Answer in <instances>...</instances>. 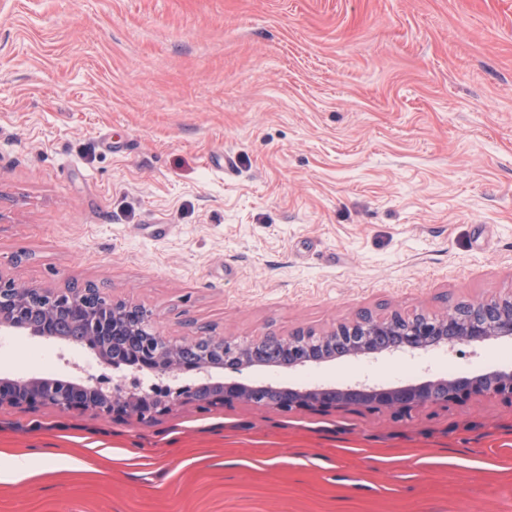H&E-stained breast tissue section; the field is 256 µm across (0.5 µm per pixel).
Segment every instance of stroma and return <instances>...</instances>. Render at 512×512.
<instances>
[{
  "label": "stroma",
  "mask_w": 512,
  "mask_h": 512,
  "mask_svg": "<svg viewBox=\"0 0 512 512\" xmlns=\"http://www.w3.org/2000/svg\"><path fill=\"white\" fill-rule=\"evenodd\" d=\"M0 271L242 342L512 292V0H0ZM512 341L224 380L386 387ZM99 377L16 332L0 379ZM0 512H512V405L0 404Z\"/></svg>",
  "instance_id": "1"
}]
</instances>
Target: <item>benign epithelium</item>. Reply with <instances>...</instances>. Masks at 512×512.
<instances>
[{"label":"benign epithelium","instance_id":"obj_1","mask_svg":"<svg viewBox=\"0 0 512 512\" xmlns=\"http://www.w3.org/2000/svg\"><path fill=\"white\" fill-rule=\"evenodd\" d=\"M36 293L46 305L44 313L37 320L17 322L11 316L14 303L25 295ZM68 299L74 318L87 321L99 334L107 335V322L93 318V312L104 308L118 312L132 320L130 329L141 336L153 338L151 348L136 362L126 366L139 372H147L156 380L175 379L190 375L196 381L190 388L198 391L197 402L205 405L214 403L222 406L229 402H262L281 409H317L328 411L351 405H361L369 409L389 410L406 415L415 409L429 404L462 403L476 397L493 396L512 403V369L492 371L470 379L427 380L420 383L397 387L371 385L355 382L341 387L306 386L278 387L272 384L250 385L237 381L215 382L211 369L225 368L241 372L251 366H264L260 360L265 355L268 344L286 341L291 344L292 358L283 368L291 370L308 365H319L336 359L371 356L375 359L390 358L395 355L411 354L439 347L453 351L461 344L482 343L489 339H512V294L465 305L466 314L459 315V306L445 308L434 316L416 314L404 316L391 312L383 319L362 315L350 321L339 323L332 330L319 336L299 329L289 336H269L246 343H233L220 336H201L169 340L162 336L156 326L153 314L147 309L124 301L103 302L100 291L86 286L75 285L55 291L36 285L19 282L0 273V330L25 331L33 336L55 338L70 343L92 346L90 337H67L54 330H48L50 306L56 299ZM213 347H230L225 354V363L200 361L187 356L178 358V353L187 351L198 343ZM26 388L25 396L4 395L0 392V402H18L26 406L52 404L51 395L41 391L42 384L37 379L19 383ZM179 397L159 398L143 388L142 383L126 384L121 375L112 385L108 400L95 411L114 419L127 416H141L145 405H150L152 415L167 412Z\"/></svg>","mask_w":512,"mask_h":512}]
</instances>
